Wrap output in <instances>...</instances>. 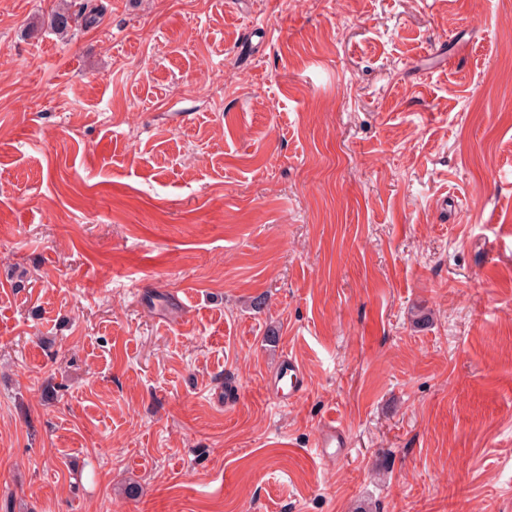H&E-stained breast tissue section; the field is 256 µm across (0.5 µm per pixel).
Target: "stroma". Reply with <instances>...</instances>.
Instances as JSON below:
<instances>
[{
    "label": "stroma",
    "mask_w": 512,
    "mask_h": 512,
    "mask_svg": "<svg viewBox=\"0 0 512 512\" xmlns=\"http://www.w3.org/2000/svg\"><path fill=\"white\" fill-rule=\"evenodd\" d=\"M96 2L0 0V512H512V0ZM65 8L52 16L51 26L60 35H66L74 26L85 28L98 25L103 16L101 8L91 0H65ZM288 377V389L280 385V382ZM305 391V378L299 364L288 357L282 360L276 370L274 382L272 385L273 394L281 401L297 400ZM348 447L345 431L332 420L324 423L317 437V448L322 457L335 456Z\"/></svg>",
    "instance_id": "stroma-1"
}]
</instances>
